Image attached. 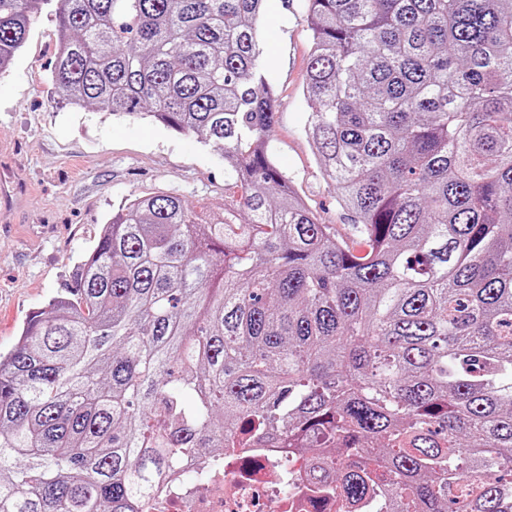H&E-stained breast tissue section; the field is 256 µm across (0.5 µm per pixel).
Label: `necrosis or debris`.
<instances>
[{"mask_svg": "<svg viewBox=\"0 0 512 512\" xmlns=\"http://www.w3.org/2000/svg\"><path fill=\"white\" fill-rule=\"evenodd\" d=\"M206 467L203 460L189 462L143 512H336V503L304 496L309 466L297 452L239 450L221 469L210 473Z\"/></svg>", "mask_w": 512, "mask_h": 512, "instance_id": "obj_1", "label": "necrosis or debris"}]
</instances>
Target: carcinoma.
<instances>
[{
	"mask_svg": "<svg viewBox=\"0 0 512 512\" xmlns=\"http://www.w3.org/2000/svg\"><path fill=\"white\" fill-rule=\"evenodd\" d=\"M53 1L55 92L201 137L240 196L128 199L28 316L0 512H141L226 448L379 512H512V0H308L305 131L358 249L268 154L265 0H0V72Z\"/></svg>",
	"mask_w": 512,
	"mask_h": 512,
	"instance_id": "carcinoma-1",
	"label": "carcinoma"
}]
</instances>
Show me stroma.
I'll use <instances>...</instances> for the list:
<instances>
[{
    "mask_svg": "<svg viewBox=\"0 0 512 512\" xmlns=\"http://www.w3.org/2000/svg\"><path fill=\"white\" fill-rule=\"evenodd\" d=\"M55 15L33 23L24 52L0 77V352L26 317L69 286L114 209L172 193L189 206L225 196L224 159L197 137L138 118L75 110L52 92ZM264 65L276 89L268 149L319 223L355 243L305 132L302 86L312 52L306 0H266Z\"/></svg>",
    "mask_w": 512,
    "mask_h": 512,
    "instance_id": "1",
    "label": "stroma"
}]
</instances>
